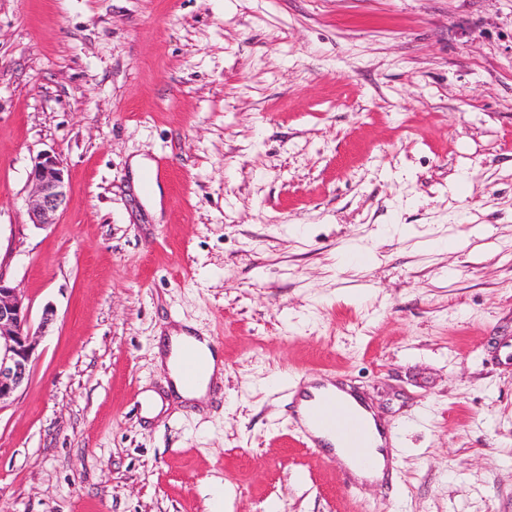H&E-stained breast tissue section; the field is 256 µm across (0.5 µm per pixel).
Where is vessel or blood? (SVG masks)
I'll use <instances>...</instances> for the list:
<instances>
[{
  "mask_svg": "<svg viewBox=\"0 0 512 512\" xmlns=\"http://www.w3.org/2000/svg\"><path fill=\"white\" fill-rule=\"evenodd\" d=\"M310 429L306 431V445L316 454L325 451L317 431L332 432L341 448L361 466H372L369 430L360 409L335 394L321 395L309 408L307 415Z\"/></svg>",
  "mask_w": 512,
  "mask_h": 512,
  "instance_id": "obj_1",
  "label": "vessel or blood"
}]
</instances>
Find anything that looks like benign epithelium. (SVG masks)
<instances>
[{
	"label": "benign epithelium",
	"instance_id": "1",
	"mask_svg": "<svg viewBox=\"0 0 512 512\" xmlns=\"http://www.w3.org/2000/svg\"><path fill=\"white\" fill-rule=\"evenodd\" d=\"M30 182L28 213L32 224L39 227L55 223L56 213L67 198L62 162L51 153L41 154L34 163ZM54 321V310L46 307L38 330H33L23 295L0 270V405L28 384L38 337Z\"/></svg>",
	"mask_w": 512,
	"mask_h": 512
}]
</instances>
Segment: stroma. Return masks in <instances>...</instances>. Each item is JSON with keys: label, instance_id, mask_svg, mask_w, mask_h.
<instances>
[{"label": "stroma", "instance_id": "35a3bbf8", "mask_svg": "<svg viewBox=\"0 0 512 512\" xmlns=\"http://www.w3.org/2000/svg\"><path fill=\"white\" fill-rule=\"evenodd\" d=\"M0 271L56 312L0 407V512H209L211 483L226 512H512V0H0ZM179 319L224 382L149 419ZM330 375L394 481L303 447L293 393ZM32 191L28 201V213L32 224H55V216L65 204L67 183L62 162L51 153L37 157L30 174Z\"/></svg>", "mask_w": 512, "mask_h": 512}]
</instances>
